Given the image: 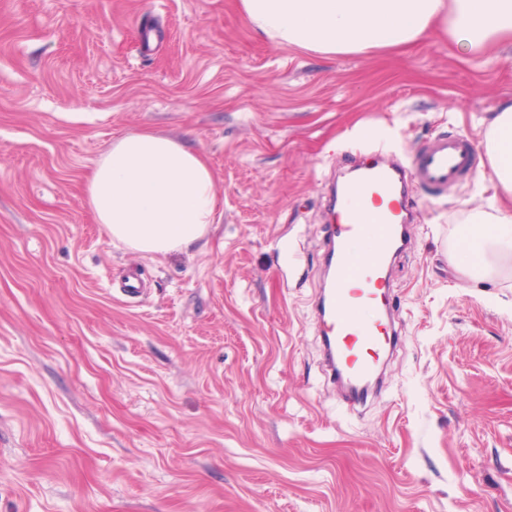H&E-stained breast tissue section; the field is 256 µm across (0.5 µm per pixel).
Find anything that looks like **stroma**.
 Here are the masks:
<instances>
[{
	"mask_svg": "<svg viewBox=\"0 0 512 512\" xmlns=\"http://www.w3.org/2000/svg\"><path fill=\"white\" fill-rule=\"evenodd\" d=\"M491 53L276 48L241 0H0V512H512V257L448 261L493 183L416 197L376 395L342 400L313 325L328 178L482 144L512 99V42ZM145 128L212 168L222 217L188 251L86 206Z\"/></svg>",
	"mask_w": 512,
	"mask_h": 512,
	"instance_id": "1",
	"label": "stroma"
}]
</instances>
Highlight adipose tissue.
Here are the masks:
<instances>
[{"label":"adipose tissue","instance_id":"1","mask_svg":"<svg viewBox=\"0 0 512 512\" xmlns=\"http://www.w3.org/2000/svg\"><path fill=\"white\" fill-rule=\"evenodd\" d=\"M253 28L272 46L323 55L403 50L442 29L461 53L512 40V0H241ZM489 177L512 196V102L484 133ZM95 223L127 248L166 255L201 241L219 219L214 174L205 153L148 130L115 137L85 180ZM467 243L449 260L473 276L512 256V206L491 200L470 213Z\"/></svg>","mask_w":512,"mask_h":512}]
</instances>
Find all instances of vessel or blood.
<instances>
[{
    "instance_id": "b4317fda",
    "label": "vessel or blood",
    "mask_w": 512,
    "mask_h": 512,
    "mask_svg": "<svg viewBox=\"0 0 512 512\" xmlns=\"http://www.w3.org/2000/svg\"><path fill=\"white\" fill-rule=\"evenodd\" d=\"M477 149L467 137L439 133L401 164L377 153L352 166L351 176L330 199L325 263L329 283L318 299L317 330L328 367L337 372L351 402L368 395L367 386L393 346L387 266L404 245L413 218V196H441L477 168ZM369 237L372 256L351 242Z\"/></svg>"
}]
</instances>
